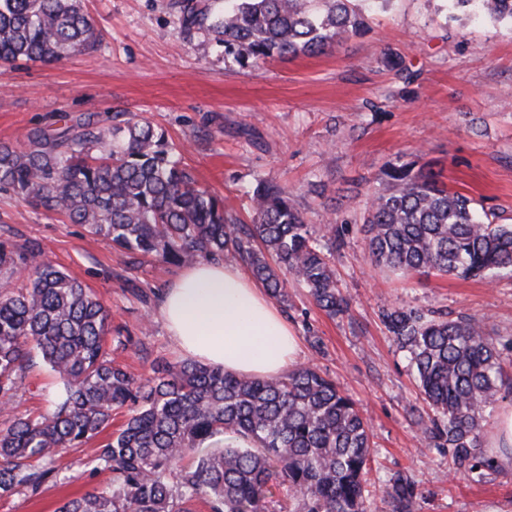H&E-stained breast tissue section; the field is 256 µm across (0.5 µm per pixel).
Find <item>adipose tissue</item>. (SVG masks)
Wrapping results in <instances>:
<instances>
[{"label":"adipose tissue","mask_w":512,"mask_h":512,"mask_svg":"<svg viewBox=\"0 0 512 512\" xmlns=\"http://www.w3.org/2000/svg\"><path fill=\"white\" fill-rule=\"evenodd\" d=\"M159 313L175 345L199 362L275 378L297 360L298 341L286 318L236 265L187 266L162 292Z\"/></svg>","instance_id":"ef3b65f1"}]
</instances>
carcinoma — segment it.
<instances>
[{
  "mask_svg": "<svg viewBox=\"0 0 512 512\" xmlns=\"http://www.w3.org/2000/svg\"><path fill=\"white\" fill-rule=\"evenodd\" d=\"M389 0H176L180 33L200 29L237 50L241 65L318 55L367 30ZM476 19L512 26V0H448ZM99 33L81 0H0V61L59 62L95 46ZM389 189L370 194L362 225L377 265L405 275L440 273L494 281L512 277V224L475 199L450 192L428 164L398 156L383 170ZM0 191L62 214L121 249L136 267L148 256L176 266L222 259L246 265L269 296L288 304V279L330 316L348 301L330 250L343 227L313 236L288 187L260 180L253 223L238 224L224 200L148 122L116 112L89 117L23 148L0 146ZM0 497L33 494L54 478L43 463L96 439L112 411L121 427L90 460L110 486L57 512H272L286 492L293 512H368L374 448L367 418L312 365L275 379L230 374L194 361H155L134 376L112 362L108 311L93 291L28 241L0 243ZM381 320L407 354L435 415L418 417L423 445L448 453L455 472L477 480L495 466L482 444L486 414L505 375L499 341L484 319L388 307ZM65 396L50 415L15 412L33 351ZM392 512H414L415 484L397 472L385 484Z\"/></svg>",
  "mask_w": 512,
  "mask_h": 512,
  "instance_id": "1",
  "label": "carcinoma"
}]
</instances>
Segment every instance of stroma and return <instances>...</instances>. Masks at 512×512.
Here are the masks:
<instances>
[{"label":"stroma","instance_id":"35a3bbf8","mask_svg":"<svg viewBox=\"0 0 512 512\" xmlns=\"http://www.w3.org/2000/svg\"><path fill=\"white\" fill-rule=\"evenodd\" d=\"M174 0H83L100 32L96 48L54 63L0 74V143L17 147L31 131L112 113L149 122L183 150L201 186L250 223L258 180L287 185L312 228H344L331 259L347 314L332 318L289 282L284 308L300 342L299 363L315 364L355 400L375 449L370 512H389L385 483L408 475L415 512H512V470L483 479L454 474L448 456L424 447L414 414H429L414 371L379 318L387 306L440 310L486 320L512 357V278L404 277L372 268L361 231L364 203L383 189L385 163L402 155L435 163L449 190L482 201L512 224V28L449 18L444 0H389L370 30L326 53L244 67L213 35L184 39ZM401 56L403 76L387 65ZM38 241L57 268L92 289L110 315L112 358L135 376L153 360L182 356L159 315V298L180 268L144 259L129 268L110 240L0 192V241ZM62 387L44 365L18 397L22 414L52 411ZM92 446L63 451L56 480L37 495L0 497V512H56L65 500L105 488L110 476L87 464Z\"/></svg>","mask_w":512,"mask_h":512}]
</instances>
